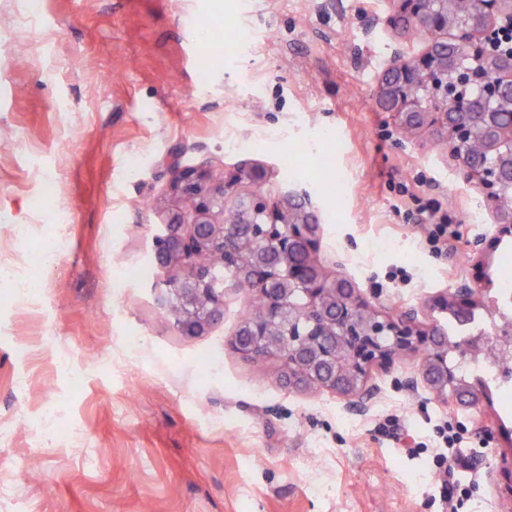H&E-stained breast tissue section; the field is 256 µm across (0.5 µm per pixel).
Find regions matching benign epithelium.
I'll list each match as a JSON object with an SVG mask.
<instances>
[{
  "label": "benign epithelium",
  "mask_w": 512,
  "mask_h": 512,
  "mask_svg": "<svg viewBox=\"0 0 512 512\" xmlns=\"http://www.w3.org/2000/svg\"><path fill=\"white\" fill-rule=\"evenodd\" d=\"M468 0H394L386 22L411 31H427L433 38L408 59L394 55L376 91L377 103L391 112L402 128H434L455 145L450 150L468 181L481 187L495 233L473 243L477 252L495 248L512 236V216L497 208L512 191V122L499 113L512 108V52L494 49L500 31L512 26V0H478L476 19L463 20ZM485 144V161L473 167L460 151L471 140ZM254 190L231 203L224 177L187 168L178 171L173 189L189 201L179 215L154 235L156 262L171 276L162 309L173 310L184 336H195L224 316L230 292L249 291L268 298L266 311L242 322L228 346L253 360L277 356L288 386L316 385L342 397L347 407L363 410L377 388L368 384L373 368H389L402 354L425 350L422 382L454 406L481 412L483 393L457 375L448 364V343L436 325L418 319L408 309L393 317L363 311L370 308L352 284L329 277L318 263L317 205L303 191L272 201L262 191L264 167L240 170L236 180ZM237 214L235 224L224 223V209ZM201 252L231 262L233 277L224 282L213 269L196 264ZM481 286L462 280L437 296L432 307L468 316L480 304Z\"/></svg>",
  "instance_id": "1"
}]
</instances>
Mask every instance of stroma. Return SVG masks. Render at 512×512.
Returning <instances> with one entry per match:
<instances>
[{
	"label": "stroma",
	"mask_w": 512,
	"mask_h": 512,
	"mask_svg": "<svg viewBox=\"0 0 512 512\" xmlns=\"http://www.w3.org/2000/svg\"><path fill=\"white\" fill-rule=\"evenodd\" d=\"M390 8L0 0V512H441L443 421L474 460L472 512H512V395L469 375L488 399L475 418L409 386L423 356L403 354L353 410L228 349L249 294L196 336L156 303L174 161L228 178L258 163L267 192L310 193L319 261L375 310L512 275V237L470 249L494 227L447 144L403 135L374 100L394 53L425 43L385 25ZM431 208L457 223L439 251Z\"/></svg>",
	"instance_id": "obj_1"
}]
</instances>
